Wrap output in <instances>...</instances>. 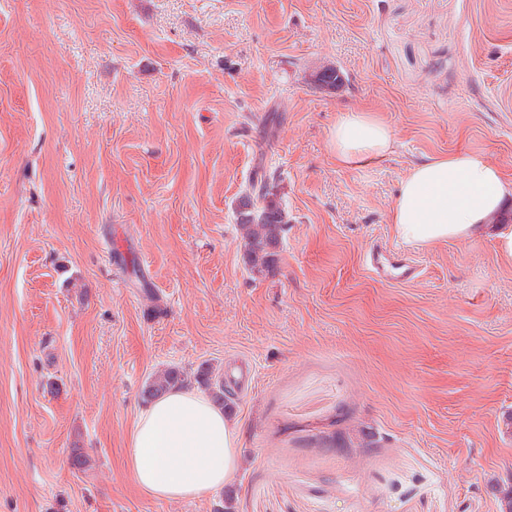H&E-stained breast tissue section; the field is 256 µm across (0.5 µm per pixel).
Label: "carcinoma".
<instances>
[{
  "label": "carcinoma",
  "mask_w": 512,
  "mask_h": 512,
  "mask_svg": "<svg viewBox=\"0 0 512 512\" xmlns=\"http://www.w3.org/2000/svg\"><path fill=\"white\" fill-rule=\"evenodd\" d=\"M312 80L330 92L343 84L344 76L335 65L328 64L314 71ZM276 180V173L258 166L236 208L244 264L251 274L258 277H265L277 269L282 238L289 224L288 212L275 191ZM192 385L205 391L226 410L233 411L224 394V381L219 369L210 361L200 363L190 372L179 366H168L150 375L142 387L141 398L148 403L167 392Z\"/></svg>",
  "instance_id": "carcinoma-1"
}]
</instances>
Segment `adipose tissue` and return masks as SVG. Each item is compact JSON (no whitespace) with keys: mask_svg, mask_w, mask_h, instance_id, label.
Instances as JSON below:
<instances>
[{"mask_svg":"<svg viewBox=\"0 0 512 512\" xmlns=\"http://www.w3.org/2000/svg\"><path fill=\"white\" fill-rule=\"evenodd\" d=\"M390 128L358 111L336 122L331 148L338 163L384 158ZM512 194V180L486 156L458 151L417 162L401 184L390 212L404 243L430 246L476 240L495 230L501 253L512 258V226L490 221ZM239 426L211 398L181 388L153 400L134 422L126 465L139 488L166 501L199 499L231 483L242 465Z\"/></svg>","mask_w":512,"mask_h":512,"instance_id":"adipose-tissue-1","label":"adipose tissue"}]
</instances>
